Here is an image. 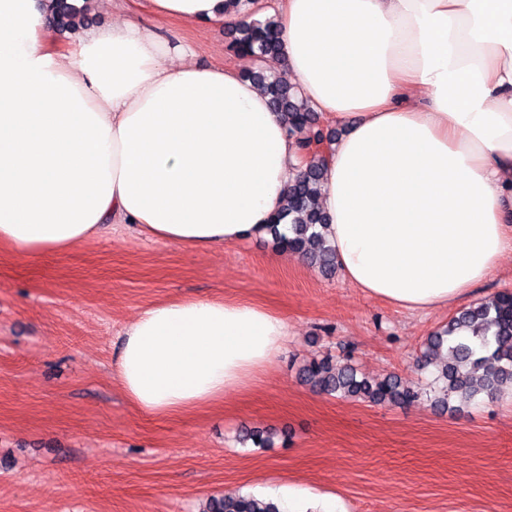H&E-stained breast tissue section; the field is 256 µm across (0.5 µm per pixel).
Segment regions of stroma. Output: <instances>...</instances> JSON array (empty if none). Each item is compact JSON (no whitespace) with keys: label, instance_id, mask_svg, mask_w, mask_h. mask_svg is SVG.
<instances>
[{"label":"stroma","instance_id":"obj_1","mask_svg":"<svg viewBox=\"0 0 512 512\" xmlns=\"http://www.w3.org/2000/svg\"><path fill=\"white\" fill-rule=\"evenodd\" d=\"M203 66H243L225 31L166 23ZM266 238L206 250L119 225L64 253L0 245V512H200L227 493H331L340 512H512V389L457 411L373 405L299 377L329 356L426 387L420 347L455 308L411 314ZM252 301L288 345L222 402L143 415L112 376L124 329L171 297ZM274 430V446L240 443Z\"/></svg>","mask_w":512,"mask_h":512}]
</instances>
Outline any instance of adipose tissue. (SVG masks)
Wrapping results in <instances>:
<instances>
[{"instance_id":"1","label":"adipose tissue","mask_w":512,"mask_h":512,"mask_svg":"<svg viewBox=\"0 0 512 512\" xmlns=\"http://www.w3.org/2000/svg\"><path fill=\"white\" fill-rule=\"evenodd\" d=\"M158 17L82 28L0 0V244L61 253L115 224L191 249L266 236L295 139L239 71L160 21L234 22L224 0H133ZM288 71L344 130L321 196L337 268L411 313L466 300L512 253V0H281ZM288 342L244 300L169 298L127 326L112 374L156 417L223 400Z\"/></svg>"}]
</instances>
